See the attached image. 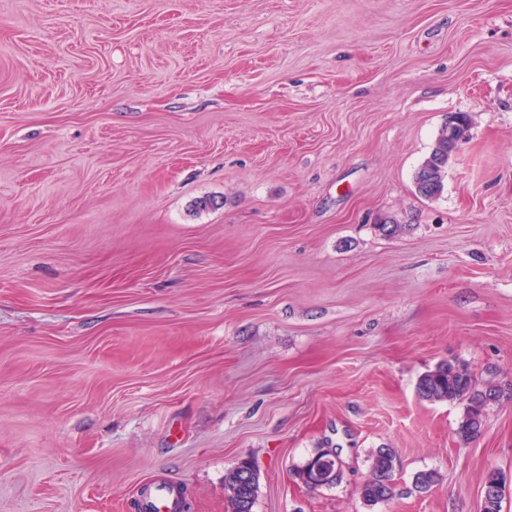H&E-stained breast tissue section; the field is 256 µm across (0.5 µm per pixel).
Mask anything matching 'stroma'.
I'll return each mask as SVG.
<instances>
[{"label": "stroma", "instance_id": "1", "mask_svg": "<svg viewBox=\"0 0 512 512\" xmlns=\"http://www.w3.org/2000/svg\"><path fill=\"white\" fill-rule=\"evenodd\" d=\"M445 360L504 388L467 445ZM244 460L252 512H512V0H0V512H233ZM458 141L448 138V122L445 123L432 152L414 175L415 187L422 197L430 199L441 193L448 162ZM327 452H329V455L319 456V454H317L304 465L303 468L305 470L302 476L299 477L302 483H310L315 477L321 479L324 477H332V474L326 472L325 469L331 461L335 460L336 456L334 455L332 448L327 450ZM394 487V455L391 449L381 448L373 463L372 476L362 487V497L367 502H383L392 497ZM144 507L147 512H179L177 491L173 487L160 488L146 496Z\"/></svg>", "mask_w": 512, "mask_h": 512}]
</instances>
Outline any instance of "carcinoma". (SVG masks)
Wrapping results in <instances>:
<instances>
[{
	"label": "carcinoma",
	"mask_w": 512,
	"mask_h": 512,
	"mask_svg": "<svg viewBox=\"0 0 512 512\" xmlns=\"http://www.w3.org/2000/svg\"><path fill=\"white\" fill-rule=\"evenodd\" d=\"M456 145L457 141L448 138V127H443L432 152L414 175L415 187L421 196L430 199L441 193L448 162ZM416 393L427 402L466 404L456 434L462 442L470 443L483 434L486 410L499 401L501 386L494 383L480 385L468 370L443 361L420 376ZM257 483L258 476L254 472L246 483L238 487L236 495L231 498L233 512H252ZM394 487V455L391 449L382 448L375 457L370 480L362 487V497L368 502H383L392 497Z\"/></svg>",
	"instance_id": "carcinoma-1"
}]
</instances>
